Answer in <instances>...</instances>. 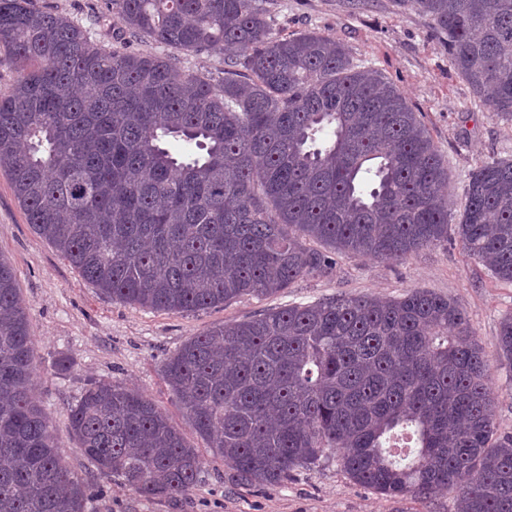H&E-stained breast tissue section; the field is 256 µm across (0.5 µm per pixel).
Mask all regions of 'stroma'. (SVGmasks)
<instances>
[{
  "mask_svg": "<svg viewBox=\"0 0 512 512\" xmlns=\"http://www.w3.org/2000/svg\"><path fill=\"white\" fill-rule=\"evenodd\" d=\"M51 11L93 26L105 47L122 42L113 20L93 22L102 0H33ZM275 34L315 31L342 42L355 62L372 67L400 88L448 166V211L458 217L470 173L482 163L512 158V123L500 121L490 103L477 99L453 70L448 48L432 22L391 0H364L347 12L341 0H274ZM0 256L12 266L29 313L38 371V403L63 447L70 467L90 466L70 435L67 409L90 382L111 381L152 399L189 433L182 411L163 378V365L189 338L207 328L251 318L271 308L308 304L337 295L397 297L427 289L454 299L468 314L491 367L490 386L501 432L512 435V389L497 351L499 322L512 313V282L494 277L457 240L399 260L340 257L326 275L304 276L287 290L258 299L190 313H168L112 299L85 279L28 224L0 167ZM87 512H457L455 498L386 497L353 483L335 457L296 470L278 486L238 485L223 461L205 454L196 485L170 501L146 498L122 480L106 482Z\"/></svg>",
  "mask_w": 512,
  "mask_h": 512,
  "instance_id": "obj_1",
  "label": "stroma"
}]
</instances>
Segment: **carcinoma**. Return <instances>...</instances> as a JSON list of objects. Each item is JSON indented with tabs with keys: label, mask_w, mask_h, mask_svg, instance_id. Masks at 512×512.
Segmentation results:
<instances>
[{
	"label": "carcinoma",
	"mask_w": 512,
	"mask_h": 512,
	"mask_svg": "<svg viewBox=\"0 0 512 512\" xmlns=\"http://www.w3.org/2000/svg\"><path fill=\"white\" fill-rule=\"evenodd\" d=\"M0 0V47L22 63L0 96V167L28 223L116 300L183 313L265 297L332 256L402 259L458 238L512 282V159L470 173L448 221V168L404 93L317 32H272L270 0H105L129 38L106 49L71 19ZM429 18L455 72L512 123V0H392ZM230 48L218 74L179 54ZM191 146L172 153L168 138ZM330 248H308L304 237ZM498 347L512 373V314ZM34 343L0 257V512H86L33 397ZM163 376L188 424L248 486L336 454L356 484L463 512H512L484 350L451 298L343 296L215 325ZM97 479L175 500L200 450L150 399L93 381L68 409Z\"/></svg>",
	"instance_id": "1"
}]
</instances>
